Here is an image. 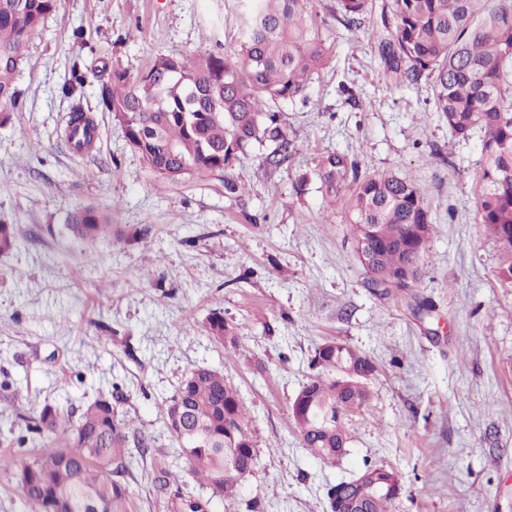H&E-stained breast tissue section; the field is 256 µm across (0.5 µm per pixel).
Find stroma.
Returning a JSON list of instances; mask_svg holds the SVG:
<instances>
[{"label": "stroma", "instance_id": "stroma-1", "mask_svg": "<svg viewBox=\"0 0 512 512\" xmlns=\"http://www.w3.org/2000/svg\"><path fill=\"white\" fill-rule=\"evenodd\" d=\"M332 45L303 101L269 104L292 148L268 163L266 142L221 181L158 178L100 102L101 68L137 76L158 56L226 54L239 45V0H57L29 43L18 100L0 126V218L16 248L0 255V512H24L14 475L31 456L14 446L44 404L75 423L95 398L150 437L120 483L125 512H174L178 494L206 512H326L329 486L378 464L396 469L394 512H512V281L499 241L477 218L481 132L455 136L434 110L429 82L395 84L375 48L382 21L347 29L336 0H312ZM97 136L75 152L64 136L74 110ZM336 151L361 176L419 184L432 233L414 288L366 285L353 251L350 191L326 209L315 176ZM92 205L112 235L74 238L66 217ZM424 301L429 316L410 305ZM220 311L246 325L228 350L212 340ZM335 339L369 356V404L346 421L336 462L304 448L291 418ZM223 372L248 411L257 465L238 500L193 476L161 406L186 372ZM169 475L168 486L157 478Z\"/></svg>", "mask_w": 512, "mask_h": 512}]
</instances>
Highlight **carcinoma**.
Here are the masks:
<instances>
[{"label":"carcinoma","instance_id":"cac0c4a2","mask_svg":"<svg viewBox=\"0 0 512 512\" xmlns=\"http://www.w3.org/2000/svg\"><path fill=\"white\" fill-rule=\"evenodd\" d=\"M240 49L233 54L180 52L157 57L135 79L118 69L100 70L101 101L122 127L128 144L158 177L178 182L209 181L219 169H232L255 144H275L285 160L291 142L272 101L305 97L315 75L332 53L331 44L308 10L309 0H242ZM57 0H0V124L11 120L18 91L15 76L31 38L55 10ZM350 28L373 17L374 0H337ZM394 31L377 40L384 66L409 86L432 81L435 110L452 133L466 138L483 131L482 192L477 217L507 251H512V0H391ZM95 127L74 113L66 135L73 147H88ZM316 175L325 195L336 201L352 188L350 224L354 246H364L360 264L368 287L377 289L394 275L414 284L432 232L428 207L418 185L396 175L360 178L347 156H321ZM72 234L97 240L112 233V214L91 205L67 217ZM17 246L14 226L0 221V255ZM207 333L236 348L243 328L215 311ZM319 372L296 394L291 417L303 447L321 460L346 453L344 419L370 400L367 386L373 361L346 344L330 340L316 350ZM167 430L192 473L212 495L234 500L246 462L256 464L252 438L238 391L224 373L197 367L186 373L161 408ZM129 422L112 399L88 403L77 423L63 422L58 407L46 404L26 430L40 438L38 451L15 474L28 512H120L124 487L112 480V465L125 458ZM368 480L350 478L336 487L362 501L367 512H392L401 488L380 492L373 478L400 482L385 465L363 470Z\"/></svg>","mask_w":512,"mask_h":512}]
</instances>
